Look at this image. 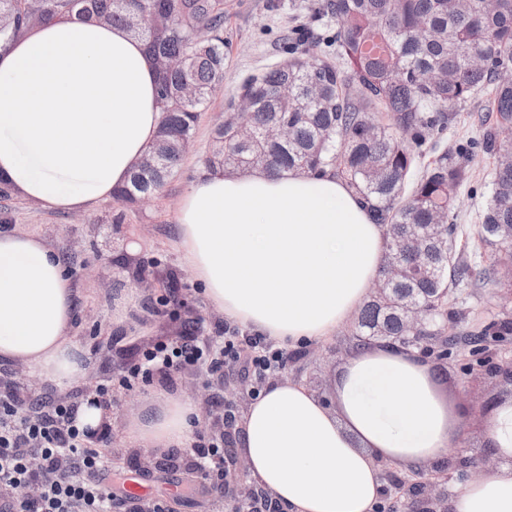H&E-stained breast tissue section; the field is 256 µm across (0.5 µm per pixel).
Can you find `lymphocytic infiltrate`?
Returning a JSON list of instances; mask_svg holds the SVG:
<instances>
[{
    "label": "lymphocytic infiltrate",
    "instance_id": "obj_1",
    "mask_svg": "<svg viewBox=\"0 0 512 512\" xmlns=\"http://www.w3.org/2000/svg\"><path fill=\"white\" fill-rule=\"evenodd\" d=\"M287 360V351L266 337L228 325L223 339L210 344H156L120 383L130 388L155 373L202 364L214 373L237 370L258 392ZM22 402L38 405L16 391L0 396V512H112L116 494L106 481L109 467L95 446L96 432L78 425L75 406L56 404L32 419L18 413ZM21 486L30 487V495L12 497V489Z\"/></svg>",
    "mask_w": 512,
    "mask_h": 512
}]
</instances>
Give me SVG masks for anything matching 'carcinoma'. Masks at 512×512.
<instances>
[{"label":"carcinoma","mask_w":512,"mask_h":512,"mask_svg":"<svg viewBox=\"0 0 512 512\" xmlns=\"http://www.w3.org/2000/svg\"><path fill=\"white\" fill-rule=\"evenodd\" d=\"M322 9L336 19L346 69L319 56L305 30L293 33L288 59L239 87L238 95L252 101L256 124L238 128L229 101L224 125L212 131L205 168L313 176L329 170L391 233L434 225L425 267L400 258L398 281H379L352 325L364 345L378 337L396 342L407 335L408 303L446 304L472 276L456 256L457 225L448 222L468 165L433 142L458 108L486 90L482 109L490 123L478 145L493 180L476 234L480 243L499 246L490 257L496 283L512 288V146L499 138L501 128L512 126V0H323ZM63 17L123 26L154 62L183 59L179 69H156L163 118L148 152L161 162L136 167L112 193L117 203L135 206L179 167L200 113L224 82V0H0V44ZM201 29L209 34L205 43L195 40ZM186 83L196 87L192 100L181 96ZM279 124L290 128L286 144L263 135ZM454 330L451 311L426 326L447 345Z\"/></svg>","instance_id":"obj_1"}]
</instances>
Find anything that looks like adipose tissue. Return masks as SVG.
<instances>
[{"instance_id":"obj_1","label":"adipose tissue","mask_w":512,"mask_h":512,"mask_svg":"<svg viewBox=\"0 0 512 512\" xmlns=\"http://www.w3.org/2000/svg\"><path fill=\"white\" fill-rule=\"evenodd\" d=\"M161 114L153 68L123 28L60 18L0 50V182L49 209L111 197L152 142ZM176 246L208 307L289 347L330 340L368 298L387 238L333 173L276 178L206 171L185 190ZM72 279L42 239L0 232V362L56 388L86 375L71 329ZM415 349L360 347L336 372L334 407L273 378L234 429L254 483L282 512H376L380 466L442 463L461 435L458 408ZM194 400L172 397L131 420L141 447L187 446ZM496 461L448 500V512H512V392L480 417Z\"/></svg>"}]
</instances>
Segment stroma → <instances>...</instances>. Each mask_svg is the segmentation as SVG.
Listing matches in <instances>:
<instances>
[{"label": "stroma", "mask_w": 512, "mask_h": 512, "mask_svg": "<svg viewBox=\"0 0 512 512\" xmlns=\"http://www.w3.org/2000/svg\"><path fill=\"white\" fill-rule=\"evenodd\" d=\"M319 2L224 0V38L228 43L224 83L210 111L202 113L193 145L178 172L149 205L128 211L124 223H112L114 202L110 199L75 213L45 208L17 193L0 196V232L39 236L64 259L76 289L72 335L88 351L91 385L111 386V379L137 362L142 351L183 335L186 318H195L200 338L223 331V314L206 305L201 284L184 266L174 244L180 201L204 169L202 159L213 126L224 116L225 103L246 78L286 59L282 37L293 22L308 21L319 37L335 33V19L319 12ZM469 168L471 177L459 189L453 216L462 240L474 236L478 214L490 196L488 161L482 154H474ZM134 241L139 244L136 260L154 276L152 287H142L118 262ZM449 306L456 315V344L445 348L431 340L420 346L419 353L439 373L442 394L463 412L460 441L443 464L426 469L423 476L387 463L382 464L381 472L409 484L425 477L450 492L470 477L463 460L489 455L478 421L503 388L505 379L498 375V368L512 366V333L502 331L504 324L512 322V290L474 280L451 293ZM480 331L486 334L484 341L470 342V335ZM356 346L349 324H342L330 341L314 344L313 355L296 354L282 375L330 400L332 379ZM237 381V375L211 374L195 366L154 377L130 390L111 386L110 427L101 448L112 461L113 487L122 489L124 479L134 475L150 486V499H167L169 512H231V501L209 491L201 474L181 466H164L166 448L153 450L159 467L144 469V456L132 445L129 424L134 410L186 395L200 401L194 432L217 433L224 391L236 388Z\"/></svg>", "instance_id": "35a3bbf8"}]
</instances>
